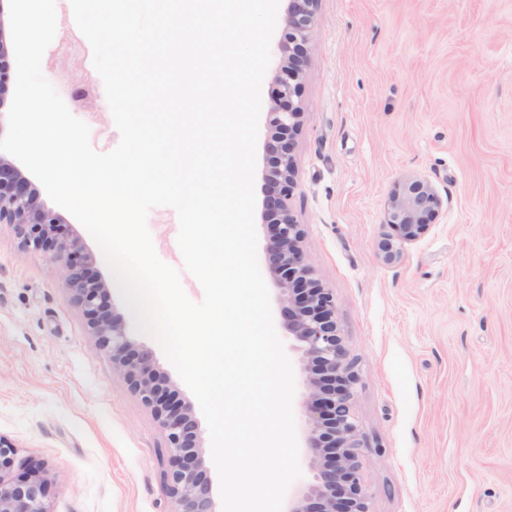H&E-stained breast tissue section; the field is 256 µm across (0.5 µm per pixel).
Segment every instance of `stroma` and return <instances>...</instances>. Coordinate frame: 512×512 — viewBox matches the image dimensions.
<instances>
[{"instance_id": "obj_1", "label": "stroma", "mask_w": 512, "mask_h": 512, "mask_svg": "<svg viewBox=\"0 0 512 512\" xmlns=\"http://www.w3.org/2000/svg\"><path fill=\"white\" fill-rule=\"evenodd\" d=\"M69 0L42 71L77 62ZM295 138L290 206L336 300L359 381L361 475L372 512H512V0H320ZM93 148L120 141L106 100L80 113ZM427 180L440 215L393 262L389 196ZM147 228L193 302L173 208ZM90 273L135 347L194 396L138 333L86 229ZM0 436L44 464L51 512H170V454L150 409L102 350L45 251L0 224Z\"/></svg>"}]
</instances>
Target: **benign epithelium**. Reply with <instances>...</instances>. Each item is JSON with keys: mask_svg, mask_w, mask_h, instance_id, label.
I'll list each match as a JSON object with an SVG mask.
<instances>
[{"mask_svg": "<svg viewBox=\"0 0 512 512\" xmlns=\"http://www.w3.org/2000/svg\"><path fill=\"white\" fill-rule=\"evenodd\" d=\"M318 4L319 0H288L273 67L275 92L265 142L262 219L267 226V266L288 308L284 328L292 349L300 354L305 390L302 413L309 478L289 497L286 512H371L360 474L363 443L354 413L359 376L336 322L333 294L316 278L304 255V230L289 205L297 186L293 139L303 115L304 66ZM3 15L0 0V134L11 69ZM441 205L427 181L406 180L386 202L384 224L394 234L381 244L383 259L396 260L418 241ZM0 224L14 225L23 248L50 253L51 260L65 270L64 287L82 309L99 346L112 354L114 367L159 423L170 449L165 481L171 512H217L193 406L175 398L152 351L132 348L122 323L108 315L104 283L88 274L91 256L84 252L80 237L40 199L19 167L3 157ZM16 455V448L0 438V512H50L44 469L34 465L15 477Z\"/></svg>", "mask_w": 512, "mask_h": 512, "instance_id": "benign-epithelium-1", "label": "benign epithelium"}]
</instances>
